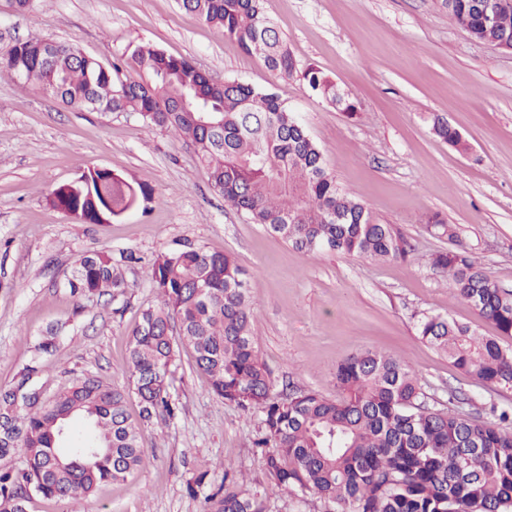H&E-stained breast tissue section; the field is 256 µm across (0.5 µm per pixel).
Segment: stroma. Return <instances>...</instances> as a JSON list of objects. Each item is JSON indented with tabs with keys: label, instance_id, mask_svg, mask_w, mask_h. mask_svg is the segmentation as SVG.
<instances>
[{
	"label": "stroma",
	"instance_id": "obj_1",
	"mask_svg": "<svg viewBox=\"0 0 512 512\" xmlns=\"http://www.w3.org/2000/svg\"><path fill=\"white\" fill-rule=\"evenodd\" d=\"M265 10L298 67L318 68L358 102L355 118L298 80L279 78L178 0H35L25 13L0 0V47L50 38L108 65L128 45L146 42L215 79L272 89L339 186L378 222L394 225L413 246L411 258L297 250L227 207L174 132L146 128L134 113L72 109L0 77V389L14 384L51 326L59 333L39 378L46 395L86 375L126 386L132 330L157 303L148 267L193 244L229 254L246 270L256 301L253 340L275 393L340 398L337 366L371 350L410 365L426 407L484 420L492 408L512 409V390L466 376L418 333L423 315L440 314L512 347V337L452 298L447 275L429 263L431 254L461 246L512 290V52L471 40L450 21L444 0H265ZM436 116L467 150L434 135ZM91 167L143 186L151 201L106 223H76L48 197ZM433 213L455 238L425 224ZM101 250L135 254L123 266L124 292L72 293L66 277L75 261ZM172 397L173 419L141 426L147 456L136 477L99 486L80 512H201L189 483L202 473L214 487L228 472L264 496L268 512H334L311 493L269 485L253 447L260 413L217 397L189 351L176 360Z\"/></svg>",
	"mask_w": 512,
	"mask_h": 512
}]
</instances>
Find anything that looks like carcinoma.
I'll return each mask as SVG.
<instances>
[{
    "mask_svg": "<svg viewBox=\"0 0 512 512\" xmlns=\"http://www.w3.org/2000/svg\"><path fill=\"white\" fill-rule=\"evenodd\" d=\"M452 22L471 39L512 41V0H445ZM182 7L234 39L283 79L297 77L348 116L357 103L319 69H299L263 0H181ZM53 46L46 60V45ZM51 89L67 107L132 112L148 128L177 133L194 148L224 202L306 252H338L370 261L404 260L410 246L391 224L339 187L321 152L279 96L236 79L215 80L190 59L149 46H127L106 66L72 43L33 39L0 48V75ZM434 134L467 149L442 118ZM137 192L109 170H90L49 197L60 211L98 224L126 208ZM108 252L82 257L67 286L74 293H120L122 263ZM455 298L512 336V293L476 265L465 249L431 255ZM149 281L159 296L142 310L130 340L132 386L121 389L88 375L38 399L39 356L56 349L52 328L14 385L0 390V460L22 451L25 465L0 469V512H29L35 498L56 499L79 512L97 487L131 479L146 450L140 421L174 416L171 389L177 352L191 351L211 390L243 410L263 413L255 446L267 481L281 493L312 492L336 512H512V414L496 421L464 418L421 401L404 361L365 351L336 370L339 400L314 391L272 392L256 350V303L243 269L229 254L200 246L162 254ZM423 340L466 375L491 388H512V347L479 337L443 315L418 326ZM136 395L134 419L127 400ZM202 512H268L266 498L239 488L224 473L203 494Z\"/></svg>",
    "mask_w": 512,
    "mask_h": 512,
    "instance_id": "carcinoma-1",
    "label": "carcinoma"
}]
</instances>
